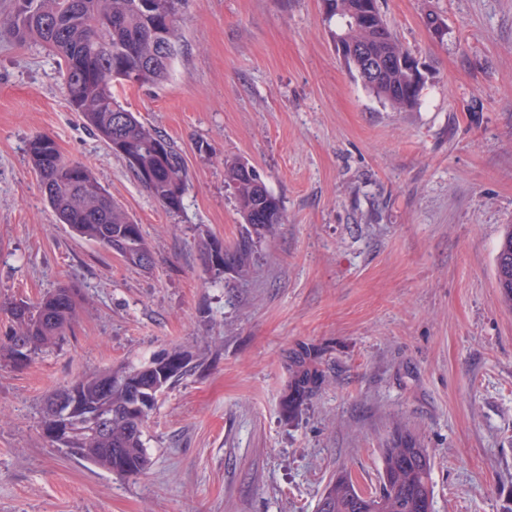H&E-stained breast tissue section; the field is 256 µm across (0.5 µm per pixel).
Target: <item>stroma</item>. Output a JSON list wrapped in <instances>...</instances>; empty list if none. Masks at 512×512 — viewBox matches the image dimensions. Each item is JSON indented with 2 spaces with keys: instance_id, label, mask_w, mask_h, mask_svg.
Here are the masks:
<instances>
[{
  "instance_id": "35a3bbf8",
  "label": "stroma",
  "mask_w": 512,
  "mask_h": 512,
  "mask_svg": "<svg viewBox=\"0 0 512 512\" xmlns=\"http://www.w3.org/2000/svg\"><path fill=\"white\" fill-rule=\"evenodd\" d=\"M15 4L0 0V301L61 284L82 301L72 334L0 364V512H316L338 472L378 487L398 426L431 452L433 512H512V309L495 279L512 224V0H379L424 70L401 112L345 67L325 0H188L168 80L116 89L184 159L176 212L71 110L57 56L9 32ZM38 134L141 224L152 269L59 222L28 156ZM228 157L286 216L244 277L200 251L241 229ZM298 342L324 349L331 380L289 422ZM173 351L192 370L150 414L141 475L42 434L50 392Z\"/></svg>"
}]
</instances>
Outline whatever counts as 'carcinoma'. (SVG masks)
<instances>
[{
    "label": "carcinoma",
    "instance_id": "carcinoma-1",
    "mask_svg": "<svg viewBox=\"0 0 512 512\" xmlns=\"http://www.w3.org/2000/svg\"><path fill=\"white\" fill-rule=\"evenodd\" d=\"M362 0H331L329 17L340 19L333 39L354 42L374 52L401 54L405 48L384 19L370 28L352 25V14ZM187 0H18L9 25L17 36L31 40L60 60L66 99L72 110L125 161L135 180L164 208L182 207L186 169L181 153L166 138L144 125L117 101L116 85L137 75L139 85L159 86L169 77L183 38ZM365 87L397 110L413 107L420 92L411 91L410 75L397 68ZM60 154L56 141L37 135L29 142V157L41 174L42 191L59 221L78 236L112 250L134 267L151 268L155 259L141 225L121 210L92 171L80 162L50 157ZM136 157L137 164L127 161ZM249 162L224 159V185L231 191L244 225L235 241L219 255L220 267L245 275L254 261L258 244L285 222L281 201L268 187L257 190L244 178ZM495 264L506 269L497 279L502 298L512 308V225L499 244ZM79 293L66 285L36 302L0 304V312L12 322V334L0 337V360L22 368L55 345L73 328ZM324 350L298 342L288 351V383L280 399L283 419L302 415L329 380ZM189 371V359L181 352L167 354L138 367L82 376L70 386L51 393L46 400L42 431L55 422L54 406L61 401L79 407L84 414L106 418L104 429L74 425L71 447L82 452L76 458L119 477L140 475L148 465L144 428L155 404L139 397L167 389ZM382 473L374 498L377 512H420L423 499L433 495V460L429 449L408 431L382 449ZM361 489L346 472L332 477L321 495L318 512H356Z\"/></svg>",
    "mask_w": 512,
    "mask_h": 512
}]
</instances>
